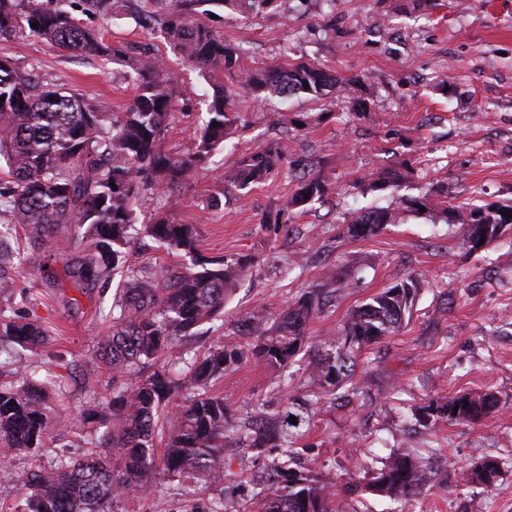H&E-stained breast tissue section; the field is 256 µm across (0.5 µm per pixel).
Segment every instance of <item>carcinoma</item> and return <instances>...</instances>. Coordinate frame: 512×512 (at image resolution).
Masks as SVG:
<instances>
[{"mask_svg":"<svg viewBox=\"0 0 512 512\" xmlns=\"http://www.w3.org/2000/svg\"><path fill=\"white\" fill-rule=\"evenodd\" d=\"M68 0H0V36L34 37L72 55L98 58L128 69L135 95L121 112L100 101L42 81L0 59V160L8 178L0 181V215L24 224L33 237L66 264L80 286H107L133 237V205L143 195H162L173 184L189 185L214 152L236 132L239 114L224 74L241 68L242 49L224 42V35L198 21L197 16L228 9L249 16L269 9L288 11L289 0H173L170 12L156 20L160 36L184 61L197 69L212 89L207 120L191 134L185 151L165 147L178 97L174 79L155 45L126 42L112 45L81 24L66 8ZM37 27H32V24ZM336 76L309 61H272L247 72L244 86L253 100L266 104L276 98L307 94L321 99L336 87ZM217 126H212V123ZM283 166L276 144L244 155L224 175L226 186L250 189ZM299 185L285 199L286 214L298 206L323 199L330 185L319 173L296 177ZM412 212L441 208L452 222L467 227V243L477 233L494 239L498 227L512 224V203L448 206V200L407 201ZM401 219L396 211L358 212L349 233L364 237ZM73 231L64 233L60 225ZM139 234L183 260L181 269L143 271L116 289L107 313L112 334L98 342L96 355L112 370V382L127 374L134 383L112 387L95 396L76 416L57 421L64 431L83 433L84 453L60 456L44 467L19 473L23 500L11 512H118L119 504L151 482L200 478L224 491V437L228 413L224 397L213 391L244 351L232 344L212 343L202 353L189 346L197 329L224 313L229 286L253 263L243 255L209 257L199 250V230L174 217L162 216L141 225ZM20 252L0 234V297L16 288ZM422 277L409 275L351 309L330 338L332 352L308 362L313 386L346 387L356 393L355 380L362 350L397 334L407 325ZM336 293V277L321 276L297 300L288 304L273 324L256 313L249 316L256 357L284 366L315 347L308 325L323 312ZM48 341L36 318L0 310V460L45 449L51 408L42 387L22 365V355ZM175 347L182 349L179 371L166 361ZM499 398L492 392L464 393L431 407L449 422L478 424L496 412ZM171 411L176 429L166 433L164 410ZM293 423L259 422L244 435L249 448L292 446ZM432 482L427 467L412 450L391 453L375 472L369 488L380 495L412 498ZM258 512H339L335 488L309 474L288 470V479L272 475L263 488Z\"/></svg>","mask_w":512,"mask_h":512,"instance_id":"1","label":"carcinoma"}]
</instances>
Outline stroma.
I'll return each instance as SVG.
<instances>
[{
    "label": "stroma",
    "instance_id": "obj_1",
    "mask_svg": "<svg viewBox=\"0 0 512 512\" xmlns=\"http://www.w3.org/2000/svg\"><path fill=\"white\" fill-rule=\"evenodd\" d=\"M395 0H294L288 13L266 11L247 18L219 12L211 20L225 41L244 48V67L269 58L306 60L336 75L325 100L306 96L258 107L239 93V76L224 84L237 92L238 132L217 150L209 170L189 187L136 202V224L166 213L198 225L200 250L208 256L252 257L253 264L232 286L224 316L197 337L246 349L252 339L243 321L255 311L275 316L317 283L336 277V296L309 325L314 341L331 336L347 311L401 278L419 273L424 285L407 327L368 347L359 360L362 394L333 400L313 392L305 362L280 368L253 355L227 371L214 390L224 397L233 434L224 449L225 512H253L266 477L294 469L333 484L341 512H512V233L470 249L464 225L450 224L437 211L408 213L365 238L352 237L354 212L398 208L405 200L448 189L449 205L474 201L512 202V0H436L433 9L393 18ZM135 0H120L111 19L84 12L72 0L73 15L104 33L106 40L159 45L160 53L192 111L176 114L167 134L175 151L187 148L192 128L205 116L209 88L197 71L163 46L152 27L131 18ZM35 70L46 83L74 89L122 111L133 98L132 82L117 64L69 55L33 38H1L0 58ZM453 86L440 90L439 76ZM367 76L373 97L369 113L350 111ZM279 142L286 161L266 183L244 191L224 186V173L241 154ZM393 169L400 187L371 188L377 172ZM321 173L331 190L323 200L295 210L288 223L274 218L284 196L297 188L295 173ZM25 256L17 285L37 298L35 314L50 337L25 362L47 387L56 413L79 408L87 399L85 379L102 394L112 391L93 352L108 334L105 316L112 290L78 289L63 262L48 263L45 249L25 228L15 230ZM56 279L46 284L45 267ZM177 268L154 242L134 241L126 250L117 282L142 267ZM489 390L498 413L479 424L415 418L430 406L467 392ZM293 412L299 418L290 448H249L240 437L256 419ZM74 432L52 435L53 450L36 457L19 454L0 461V506L19 496L16 476L31 465H50L54 453L81 455ZM414 449L435 476L431 487L409 500L379 496L366 479L390 451ZM499 464L491 486L472 482L467 472L481 458ZM165 500L169 512L187 505L206 508L208 494L189 496L178 480L147 486L122 502L119 512H152Z\"/></svg>",
    "mask_w": 512,
    "mask_h": 512
}]
</instances>
